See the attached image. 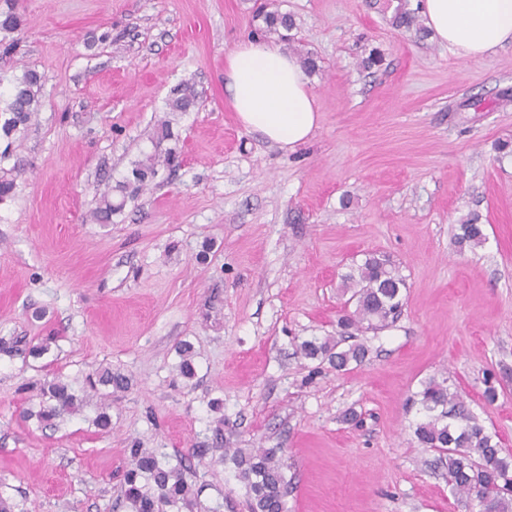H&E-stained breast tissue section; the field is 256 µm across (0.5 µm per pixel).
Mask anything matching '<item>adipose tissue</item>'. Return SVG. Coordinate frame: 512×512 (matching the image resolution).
I'll return each instance as SVG.
<instances>
[{
  "instance_id": "ef3b65f1",
  "label": "adipose tissue",
  "mask_w": 512,
  "mask_h": 512,
  "mask_svg": "<svg viewBox=\"0 0 512 512\" xmlns=\"http://www.w3.org/2000/svg\"><path fill=\"white\" fill-rule=\"evenodd\" d=\"M423 13L441 44L479 59L512 43V0H424ZM224 89L238 122L284 150L306 143L319 108L303 64L257 37L224 57Z\"/></svg>"
}]
</instances>
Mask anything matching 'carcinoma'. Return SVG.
I'll list each match as a JSON object with an SVG mask.
<instances>
[{
	"instance_id": "cac0c4a2",
	"label": "carcinoma",
	"mask_w": 512,
	"mask_h": 512,
	"mask_svg": "<svg viewBox=\"0 0 512 512\" xmlns=\"http://www.w3.org/2000/svg\"><path fill=\"white\" fill-rule=\"evenodd\" d=\"M0 11V30L15 31L20 19L11 0H4ZM264 33L288 39L295 28L292 17L276 10H263ZM44 75L27 70L13 84L10 99L0 110V137L10 138L27 127L32 114L38 111ZM199 91L193 83L174 87L167 100L170 112H187L195 107ZM180 155L173 148L157 152L133 163L129 174L103 193L93 219L99 224L112 223V215L121 211L126 200L136 198L146 182L158 174V168L179 163ZM14 167L0 173V202L11 197L16 174ZM487 241L483 225L470 217L458 225L455 244L459 249L473 251ZM349 301L355 304L352 313L340 319V327L348 331L344 340L354 338L351 330L382 329L398 316L403 306L405 279L390 263L369 256L342 276ZM342 340V341H344ZM342 341L331 336L314 337L300 345V354L308 359L328 360L338 370L359 365L367 357V347L358 342L342 349ZM179 374L190 381L195 377L194 350L190 343L179 348ZM86 389L77 395L71 385L58 377L45 379L36 386L39 409L23 411L26 419H36L44 427L57 426V420L71 415L93 399L101 411L93 424L103 430L112 429L106 401L112 392L122 391L128 379L110 368L97 370L85 377ZM417 403L423 418L416 424L418 442L439 452L437 463L448 474V485L458 495L466 512H512V455L504 453L497 434L479 423L465 401L451 390L448 379L435 378L422 384ZM127 458L121 493L129 512H201L199 492L193 489L185 474L177 467L162 462L157 451L134 443L124 449ZM236 477L246 489L249 512H287L285 498L288 480L277 448H236L230 455Z\"/></svg>"
}]
</instances>
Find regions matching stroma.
I'll return each instance as SVG.
<instances>
[{
  "mask_svg": "<svg viewBox=\"0 0 512 512\" xmlns=\"http://www.w3.org/2000/svg\"><path fill=\"white\" fill-rule=\"evenodd\" d=\"M271 2L317 63L319 126L291 152L242 128L224 92L225 53L263 27L256 0H18L0 80L46 83L0 141V167L23 169L0 202V490L16 512H123L134 442L182 464L207 512H248L229 448L281 449L288 512H464L413 433L431 378L512 453V44L458 56L422 0ZM186 81L198 104L168 112ZM163 120L181 165L96 223ZM474 214L487 241L458 250ZM371 254L406 281L399 318L358 334L361 365L302 358V340L340 334L341 276ZM108 367L131 380L111 431L93 403L55 429L23 418L45 375L78 386Z\"/></svg>",
  "mask_w": 512,
  "mask_h": 512,
  "instance_id": "35a3bbf8",
  "label": "stroma"
}]
</instances>
